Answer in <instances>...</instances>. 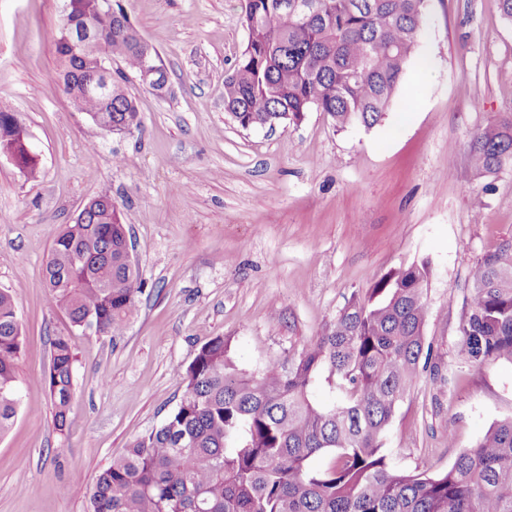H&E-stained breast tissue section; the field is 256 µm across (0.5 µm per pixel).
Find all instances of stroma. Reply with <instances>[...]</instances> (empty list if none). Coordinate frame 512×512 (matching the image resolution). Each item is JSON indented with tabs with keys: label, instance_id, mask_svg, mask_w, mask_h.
I'll use <instances>...</instances> for the list:
<instances>
[{
	"label": "stroma",
	"instance_id": "obj_1",
	"mask_svg": "<svg viewBox=\"0 0 512 512\" xmlns=\"http://www.w3.org/2000/svg\"><path fill=\"white\" fill-rule=\"evenodd\" d=\"M158 50L171 92L129 82L142 125L102 132L73 111L58 71L65 0H0V109L30 133L40 173L0 164V288L23 330L20 404L0 436V512H87L91 485L177 405L200 346L231 337L238 366L298 354L351 295L430 264L421 373L384 439L393 466L441 474L512 417V363H466L469 270L512 237V163L479 175L473 136L512 117V23L499 0H427V21L381 124L339 130L320 112L245 129L224 110L244 50L242 0H119ZM107 194L146 283L123 336L72 328L49 305L53 241ZM76 361L69 428L42 379L52 342Z\"/></svg>",
	"mask_w": 512,
	"mask_h": 512
}]
</instances>
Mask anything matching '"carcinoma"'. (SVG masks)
Segmentation results:
<instances>
[{"label":"carcinoma","mask_w":512,"mask_h":512,"mask_svg":"<svg viewBox=\"0 0 512 512\" xmlns=\"http://www.w3.org/2000/svg\"><path fill=\"white\" fill-rule=\"evenodd\" d=\"M61 21L59 77L75 111L141 127L129 77L146 63L165 69L115 0H70ZM244 0L248 42L224 78V111L244 129L300 122L314 109L335 127L379 124L426 23V0ZM92 20L94 48L70 31ZM118 64L108 98L93 92L96 58ZM28 133L0 110V152L23 153ZM477 172L512 162V120L474 137ZM128 227L116 206L97 204L55 238L44 282L48 301L70 325L121 336L138 313L145 282L128 259ZM426 261L391 272L346 306L309 346L246 372L228 339L204 343L181 373L183 392L160 426L134 439L90 491V512H512V417L494 424L448 471L396 470L384 438L400 404L427 369L423 329ZM471 293L459 323V349L478 365L512 362V238L469 271ZM22 324L0 289V435L19 404L16 363ZM75 355L53 343L44 374L56 429L67 426ZM325 384L335 394L315 397ZM328 452L331 462L312 459Z\"/></svg>","instance_id":"1"}]
</instances>
